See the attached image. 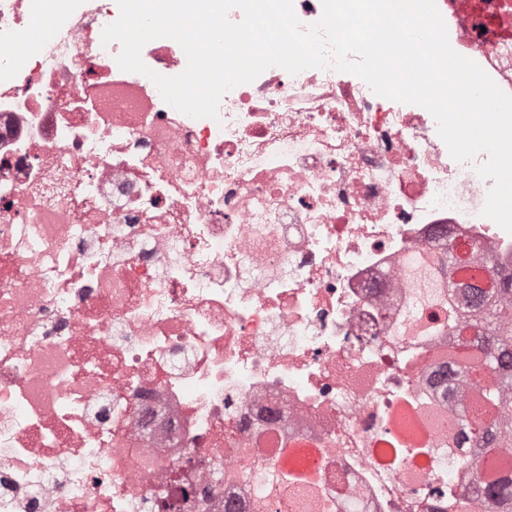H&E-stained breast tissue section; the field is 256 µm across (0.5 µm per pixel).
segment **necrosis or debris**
I'll use <instances>...</instances> for the list:
<instances>
[{"label":"necrosis or debris","instance_id":"1","mask_svg":"<svg viewBox=\"0 0 512 512\" xmlns=\"http://www.w3.org/2000/svg\"><path fill=\"white\" fill-rule=\"evenodd\" d=\"M34 0H0V512H447L491 503L447 452L473 388L436 390L447 333L412 347L409 259L453 245L500 287L512 233L491 183L454 160L424 107L327 67H271L217 118L168 105L103 42L117 0H76L33 44ZM483 17L452 48L512 94V39ZM433 412L434 452L378 450L398 406ZM312 446L299 508L265 493L274 443ZM253 466L244 479V466Z\"/></svg>","mask_w":512,"mask_h":512}]
</instances>
